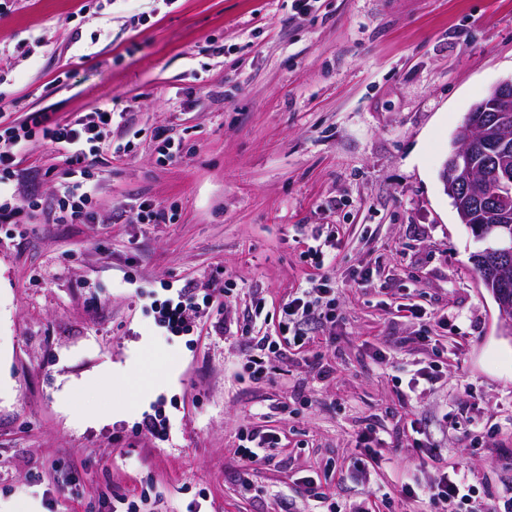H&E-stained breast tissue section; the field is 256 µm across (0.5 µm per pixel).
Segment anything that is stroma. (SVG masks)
I'll return each instance as SVG.
<instances>
[{
  "label": "stroma",
  "instance_id": "stroma-1",
  "mask_svg": "<svg viewBox=\"0 0 512 512\" xmlns=\"http://www.w3.org/2000/svg\"><path fill=\"white\" fill-rule=\"evenodd\" d=\"M511 78L512 0H107L85 13L15 0L0 14V92L14 103L0 122L116 105L112 140L128 149L98 156L91 222L40 210L0 224V512H352L361 488L339 469L369 422L395 446L368 479L376 494L446 465L512 486V338L440 177L472 105ZM17 170L19 192L48 201L66 167L34 141ZM145 204L170 222L139 223ZM317 234L336 245L331 264L307 253ZM324 276L335 322L313 324L265 378L242 374L225 324L260 300L256 331L277 333L289 296ZM214 287L227 306L189 331L157 324L154 301ZM402 303L448 323L401 317ZM147 359L163 384L134 409ZM424 362L439 388L406 400L407 367ZM458 400L483 417L479 441L445 418ZM76 410L96 423L72 426ZM152 417L165 437L143 430ZM410 418L440 448L431 467L404 445ZM249 420L281 446L246 487ZM315 473L328 502L298 483Z\"/></svg>",
  "mask_w": 512,
  "mask_h": 512
}]
</instances>
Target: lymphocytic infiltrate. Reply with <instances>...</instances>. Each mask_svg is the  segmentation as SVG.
I'll return each instance as SVG.
<instances>
[{
	"mask_svg": "<svg viewBox=\"0 0 512 512\" xmlns=\"http://www.w3.org/2000/svg\"><path fill=\"white\" fill-rule=\"evenodd\" d=\"M124 113L102 109L75 119L59 122L49 113L32 112L20 124L0 128V224L24 223L27 213L40 210L43 203L34 194H20L13 189L17 155L32 140L39 139L56 150L67 166L66 178L59 184L50 209L58 223L84 224L93 218L95 183L91 167L99 148L114 124L122 122ZM223 289H213L203 299L183 295L159 306L156 320L173 333L188 330V319L201 305L214 303L223 297ZM336 297L326 283L316 281L298 289L281 308L279 335L254 336L250 326H243L237 343L243 345L244 367L250 377L266 375L267 354H279L284 349H301L309 341L306 326L312 320L333 321ZM476 490L472 476L464 471L441 472L435 480L422 484L412 478L403 479L398 496L427 505L429 512H455L469 502Z\"/></svg>",
	"mask_w": 512,
	"mask_h": 512,
	"instance_id": "1",
	"label": "lymphocytic infiltrate"
}]
</instances>
